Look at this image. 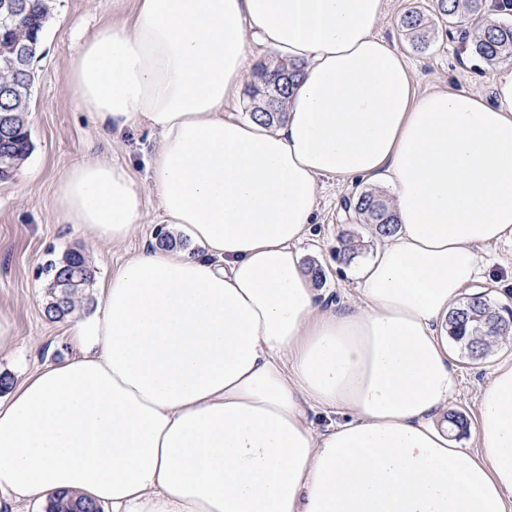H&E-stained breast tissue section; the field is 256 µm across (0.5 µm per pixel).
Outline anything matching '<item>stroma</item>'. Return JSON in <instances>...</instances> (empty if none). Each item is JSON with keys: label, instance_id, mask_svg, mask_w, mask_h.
Listing matches in <instances>:
<instances>
[{"label": "stroma", "instance_id": "35a3bbf8", "mask_svg": "<svg viewBox=\"0 0 512 512\" xmlns=\"http://www.w3.org/2000/svg\"><path fill=\"white\" fill-rule=\"evenodd\" d=\"M415 4L427 8L431 0H387L377 31L395 40L411 71L416 93L455 85L493 100L492 69L467 51L460 28L437 22L430 46L422 52L410 49L400 18ZM112 20V0H52L51 16L33 62L35 84L27 114L31 153L12 179L0 180V319L10 325L9 335L0 340V376L8 377L14 388L36 370L71 357L75 352L69 335L72 322L95 311L93 300L98 292L91 287L87 290L89 305L72 317L48 320L44 315L50 283L47 264L77 250L98 281L143 247L156 245L159 235L169 230L156 199L146 190L157 134L145 127L119 134L105 132L91 113L76 107L67 92L72 56L99 27ZM89 159L127 164L134 180L145 189L141 222L122 243H100L81 225L63 224L58 219V181L73 166ZM359 191L356 185L321 179L314 224L300 244L305 263L322 268L321 288L337 304L358 298L349 264L340 255L343 235H350L366 253L378 242L371 225L358 223L345 210L346 200ZM481 253L488 262L482 290L493 305L512 308V239L484 246ZM451 355L455 369L452 407L466 418L457 441L476 455L481 448L474 426L485 376L502 363H512V340L500 342L479 360L456 347Z\"/></svg>", "mask_w": 512, "mask_h": 512}]
</instances>
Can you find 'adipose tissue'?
Listing matches in <instances>:
<instances>
[{
	"label": "adipose tissue",
	"mask_w": 512,
	"mask_h": 512,
	"mask_svg": "<svg viewBox=\"0 0 512 512\" xmlns=\"http://www.w3.org/2000/svg\"><path fill=\"white\" fill-rule=\"evenodd\" d=\"M386 0H133L69 63L106 131L159 136L149 188L193 250L148 247L113 270L76 356L0 400V512L58 493L110 512H512V364L486 379L482 453L445 420L444 330L512 238V64L495 103L416 94ZM259 37L302 77L283 120L227 111ZM387 189L398 220L327 302L296 244L320 178ZM126 165L86 160L58 214L118 244L141 219ZM340 423L315 431L309 414Z\"/></svg>",
	"instance_id": "1"
}]
</instances>
